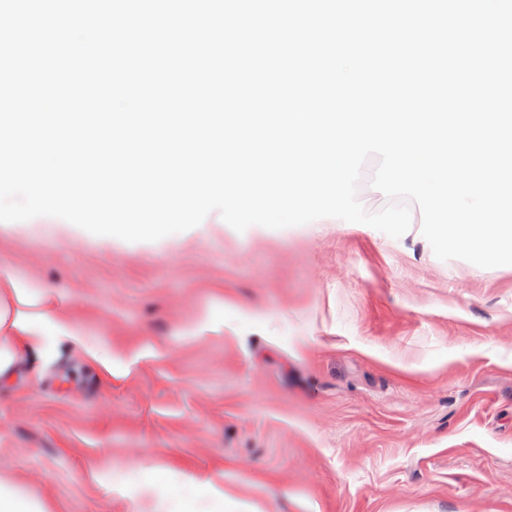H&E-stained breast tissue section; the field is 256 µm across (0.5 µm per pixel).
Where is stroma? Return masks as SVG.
Masks as SVG:
<instances>
[{
  "mask_svg": "<svg viewBox=\"0 0 512 512\" xmlns=\"http://www.w3.org/2000/svg\"><path fill=\"white\" fill-rule=\"evenodd\" d=\"M411 214L0 222V281L52 321L0 378V482L46 512H512V267L437 259Z\"/></svg>",
  "mask_w": 512,
  "mask_h": 512,
  "instance_id": "stroma-1",
  "label": "stroma"
}]
</instances>
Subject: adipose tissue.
<instances>
[{"label":"adipose tissue","mask_w":512,"mask_h":512,"mask_svg":"<svg viewBox=\"0 0 512 512\" xmlns=\"http://www.w3.org/2000/svg\"><path fill=\"white\" fill-rule=\"evenodd\" d=\"M6 287L10 288L18 304L13 314L0 311V325L7 330L0 335V375L8 371L14 358V352L24 344L37 341L40 335V315L29 313L28 305L32 298L25 285L15 279H7Z\"/></svg>","instance_id":"1"}]
</instances>
